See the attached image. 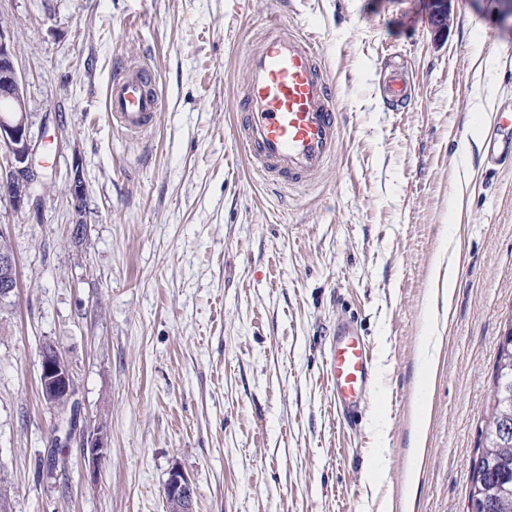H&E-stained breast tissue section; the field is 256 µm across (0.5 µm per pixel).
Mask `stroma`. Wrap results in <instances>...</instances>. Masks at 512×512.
<instances>
[{"instance_id": "obj_1", "label": "stroma", "mask_w": 512, "mask_h": 512, "mask_svg": "<svg viewBox=\"0 0 512 512\" xmlns=\"http://www.w3.org/2000/svg\"><path fill=\"white\" fill-rule=\"evenodd\" d=\"M500 0H0L48 179L38 215L0 199L19 288L0 310V485L10 512H165L172 465L194 512H471V464L512 328V111ZM274 15L312 32L345 104L331 164L284 198L233 137L249 46ZM146 66L151 132L112 124L117 64ZM405 105L383 100L395 76ZM81 173L74 210L69 185ZM456 246L449 313L423 321L435 257ZM353 320L377 378L340 423L328 355ZM441 338L419 484L405 481L417 346ZM76 414L40 394L42 347ZM108 452L90 468L82 444ZM59 449L61 463L38 472ZM383 450L385 473L371 471Z\"/></svg>"}]
</instances>
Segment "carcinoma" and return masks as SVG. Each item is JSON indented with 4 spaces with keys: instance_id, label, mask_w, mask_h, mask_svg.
Returning a JSON list of instances; mask_svg holds the SVG:
<instances>
[{
    "instance_id": "obj_1",
    "label": "carcinoma",
    "mask_w": 512,
    "mask_h": 512,
    "mask_svg": "<svg viewBox=\"0 0 512 512\" xmlns=\"http://www.w3.org/2000/svg\"><path fill=\"white\" fill-rule=\"evenodd\" d=\"M512 401V376L494 374L492 403L481 433L478 463L472 467V486L485 489L484 497L471 495L472 512H512V416L501 415Z\"/></svg>"
}]
</instances>
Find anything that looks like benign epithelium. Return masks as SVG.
I'll return each instance as SVG.
<instances>
[{
    "label": "benign epithelium",
    "mask_w": 512,
    "mask_h": 512,
    "mask_svg": "<svg viewBox=\"0 0 512 512\" xmlns=\"http://www.w3.org/2000/svg\"><path fill=\"white\" fill-rule=\"evenodd\" d=\"M432 23L443 31L448 26V0H432ZM15 48L7 30L0 26V194L16 210L32 199L37 144L31 136L23 81L15 66ZM19 285L14 254L0 252V302L13 298ZM41 392L44 401L56 405L71 402L75 384L66 358L58 349L41 356ZM84 458L97 465L106 447L96 433L83 443ZM164 492L176 512H193L196 486L178 465L168 472Z\"/></svg>",
    "instance_id": "7a95c632"
}]
</instances>
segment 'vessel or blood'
I'll return each mask as SVG.
<instances>
[{
    "instance_id": "obj_1",
    "label": "vessel or blood",
    "mask_w": 512,
    "mask_h": 512,
    "mask_svg": "<svg viewBox=\"0 0 512 512\" xmlns=\"http://www.w3.org/2000/svg\"><path fill=\"white\" fill-rule=\"evenodd\" d=\"M246 82L234 102L237 137L261 180L279 190L304 187L334 156L343 103L309 33L268 20L246 53ZM112 122L132 136L154 127L162 109L151 72L124 64L108 86ZM329 371L336 411L355 425L376 381L373 351L349 323H339Z\"/></svg>"
}]
</instances>
